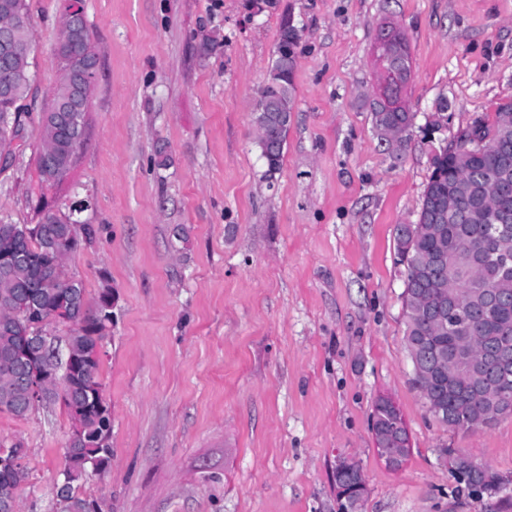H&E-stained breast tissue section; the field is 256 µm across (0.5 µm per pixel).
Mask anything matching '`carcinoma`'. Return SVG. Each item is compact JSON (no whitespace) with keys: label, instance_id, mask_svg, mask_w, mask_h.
<instances>
[{"label":"carcinoma","instance_id":"cac0c4a2","mask_svg":"<svg viewBox=\"0 0 512 512\" xmlns=\"http://www.w3.org/2000/svg\"><path fill=\"white\" fill-rule=\"evenodd\" d=\"M0 16L8 17L20 30L21 44L10 82L13 92L0 97V155H9L12 140L22 122L21 101L30 89L31 32L27 22L26 0H0ZM59 84L68 86L76 63L69 53L58 52ZM288 65L271 59L270 79L257 104L253 120H262L260 110L283 99L293 109V81L285 76ZM377 128L405 133L411 127L406 110H391L377 101L372 104ZM512 118V102L498 105L493 120L478 122L470 129L472 141L481 147L462 146L455 152L439 148L432 159V170L425 185L414 223L415 238L394 236L398 264L404 267L403 310L406 348L422 354L432 345L452 355L464 348L479 366V378L450 370L444 374L412 375L427 411L440 407L448 412L450 429L469 432L512 415V129H503L505 117ZM264 135L258 144L267 172L281 168L288 125L274 118L264 121ZM42 141H51L57 154L69 153V140L55 127L42 128ZM48 241L36 236L26 224H0V252H19L10 273L0 276V316L8 318L15 310L25 314L8 331H0V392L12 389V397L0 398V412L24 417L33 407L24 403L13 389L11 357L22 337L52 312L65 304L68 323L73 326L68 343L78 350H90L105 337L107 325L93 320L72 295H86L82 281L68 278L62 271L61 257L74 251L85 231L81 224L59 219L44 225ZM468 249L478 257L470 270L459 268L457 255ZM437 254L448 256V265L434 269L430 260ZM497 292L501 300L485 295ZM447 305L445 325L432 327L423 311ZM75 394L103 391L100 361L87 359L74 380ZM80 423L86 436L111 426L112 415L94 407L68 413ZM372 431L377 448L391 445L407 436V428L397 408L378 401L372 413ZM451 471L459 475L472 493H497L502 478L485 464L444 449ZM27 479V471L0 466V492Z\"/></svg>","mask_w":512,"mask_h":512}]
</instances>
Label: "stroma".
Returning a JSON list of instances; mask_svg holds the SVG:
<instances>
[{"instance_id":"stroma-1","label":"stroma","mask_w":512,"mask_h":512,"mask_svg":"<svg viewBox=\"0 0 512 512\" xmlns=\"http://www.w3.org/2000/svg\"><path fill=\"white\" fill-rule=\"evenodd\" d=\"M82 9L99 59L87 138L43 185L39 117L56 88L63 19ZM31 89L0 221L40 207L89 230L65 261L88 300L111 288L100 379L105 468L73 484L97 512H337L336 465L357 464L362 512H512L468 496L441 451L490 466L512 498V416L467 433L411 383L394 229L417 219L435 150L512 101V0H27ZM300 32L280 170L266 178L252 116L283 17ZM412 59L400 152L372 103L377 30ZM391 400L411 452L377 453ZM71 421L0 412L26 451L21 512H59ZM385 401L379 400L375 404L372 413L373 424L371 426L378 453L390 466H397L399 461L402 460L400 455H382L381 448H383V443L386 445L393 444L397 436L408 437L407 428L397 408L394 405L393 408H389L384 404Z\"/></svg>"}]
</instances>
